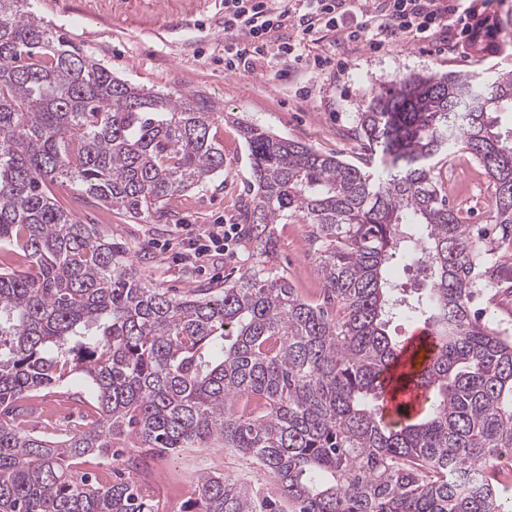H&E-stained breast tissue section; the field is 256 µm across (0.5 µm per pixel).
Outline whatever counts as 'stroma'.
<instances>
[{
  "label": "stroma",
  "mask_w": 512,
  "mask_h": 512,
  "mask_svg": "<svg viewBox=\"0 0 512 512\" xmlns=\"http://www.w3.org/2000/svg\"><path fill=\"white\" fill-rule=\"evenodd\" d=\"M31 7L73 46L92 54L113 76L163 93L191 97L209 112L224 147V171L203 187L176 194L160 215L132 219L75 200L70 187L57 188L58 199L78 220L95 225L102 239L125 246L140 277L179 297L195 288H220L251 261L252 246L238 238L228 253L198 261L185 254L199 228L238 224L249 198L251 171L237 120L305 143L320 152L358 162L364 151L352 133L372 87L422 70L506 72L512 56L485 51L481 43L460 35H408L385 46L368 36L342 53H334L336 34L321 31L318 40L301 31L286 32L309 58L323 66L292 70L276 53L224 67V0H33ZM309 227L295 220L276 225L273 258L289 281L307 297L321 292L317 268L306 252ZM36 404L64 406L71 420L91 409V392L78 377L38 392ZM140 479L160 483L158 512H179L199 476L221 474L249 482L245 462L227 448H205L200 458L183 452L150 455Z\"/></svg>",
  "instance_id": "obj_1"
}]
</instances>
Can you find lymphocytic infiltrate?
<instances>
[{
  "mask_svg": "<svg viewBox=\"0 0 512 512\" xmlns=\"http://www.w3.org/2000/svg\"><path fill=\"white\" fill-rule=\"evenodd\" d=\"M301 11H294L277 0H224V31L235 40V51L224 61L232 70L250 58L277 46L286 63L309 68L310 60L294 44L276 42L275 35L285 25L301 27L303 33L318 28L334 29L345 15L361 13V28L369 32L374 46L396 41L406 33L422 37L435 30L473 31L479 16L477 0H382L380 6L360 9V0H301Z\"/></svg>",
  "mask_w": 512,
  "mask_h": 512,
  "instance_id": "1",
  "label": "lymphocytic infiltrate"
}]
</instances>
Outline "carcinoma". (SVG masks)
<instances>
[{
	"label": "carcinoma",
	"instance_id": "carcinoma-1",
	"mask_svg": "<svg viewBox=\"0 0 512 512\" xmlns=\"http://www.w3.org/2000/svg\"><path fill=\"white\" fill-rule=\"evenodd\" d=\"M0 0V247L33 272L0 270V512H155L153 495L80 469L84 457L140 470L117 441L151 453L232 448L277 482L290 512H512L498 457L512 452V337L471 313L500 290L512 252V73H411L371 89L355 131L377 178L265 128L237 125L251 160L243 223L255 261L224 289L180 298L146 284L125 248L52 196L71 185L133 219L224 171L195 102L131 85L66 47L29 9ZM467 154L493 188L492 223L466 224L436 177ZM311 226L329 306L271 263L274 225ZM413 260L425 296L390 272ZM421 316L431 357L388 331ZM80 375L84 428L35 434L34 393ZM427 391L423 416L386 398ZM180 512H280L221 474L198 478Z\"/></svg>",
	"mask_w": 512,
	"mask_h": 512
}]
</instances>
